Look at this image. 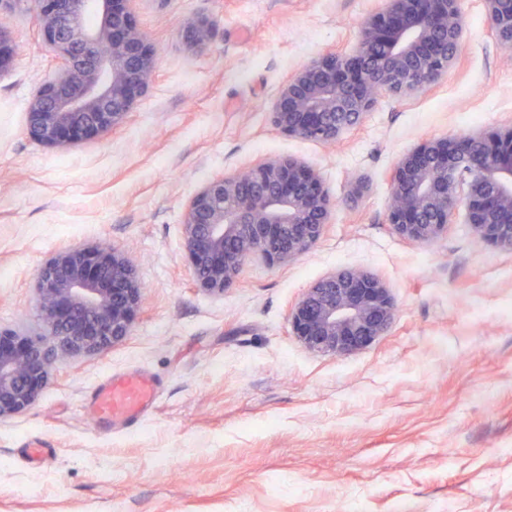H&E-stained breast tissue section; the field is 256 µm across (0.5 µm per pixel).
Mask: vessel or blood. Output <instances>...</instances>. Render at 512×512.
I'll list each match as a JSON object with an SVG mask.
<instances>
[{
  "mask_svg": "<svg viewBox=\"0 0 512 512\" xmlns=\"http://www.w3.org/2000/svg\"><path fill=\"white\" fill-rule=\"evenodd\" d=\"M154 391V384L144 375H129L120 379L104 378L87 404L98 428H111L116 418L129 421L141 415Z\"/></svg>",
  "mask_w": 512,
  "mask_h": 512,
  "instance_id": "1",
  "label": "vessel or blood"
}]
</instances>
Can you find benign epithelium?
<instances>
[{
	"instance_id": "7a95c632",
	"label": "benign epithelium",
	"mask_w": 512,
	"mask_h": 512,
	"mask_svg": "<svg viewBox=\"0 0 512 512\" xmlns=\"http://www.w3.org/2000/svg\"><path fill=\"white\" fill-rule=\"evenodd\" d=\"M45 43L62 67L27 111L29 134L61 148L122 125L144 94L159 53L133 23L131 0H32ZM499 45L512 54V0H484ZM92 13L102 16L94 29ZM464 33L462 0H386L365 18L354 50L296 70L278 91L272 118L285 134L334 143L358 126L385 92L413 95L448 72ZM214 35L208 18L185 37L202 46ZM16 53L0 21V71ZM333 202L302 161L275 158L242 177L218 176L190 200L183 230L193 278L224 295L249 260H297L329 224ZM464 208L483 242L512 253V125L487 135L429 139L395 164L387 221L400 237L429 245ZM37 329L0 328V421L26 412L57 365L96 356L130 335L142 294L129 257L98 246L67 248L34 276ZM396 317L389 288L360 267L339 268L307 288L289 313L309 351L338 357L361 350Z\"/></svg>"
}]
</instances>
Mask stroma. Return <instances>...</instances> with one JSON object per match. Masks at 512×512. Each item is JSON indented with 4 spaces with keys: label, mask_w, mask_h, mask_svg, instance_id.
<instances>
[{
    "label": "stroma",
    "mask_w": 512,
    "mask_h": 512,
    "mask_svg": "<svg viewBox=\"0 0 512 512\" xmlns=\"http://www.w3.org/2000/svg\"><path fill=\"white\" fill-rule=\"evenodd\" d=\"M385 0H132L159 63L126 122L65 148L28 134L59 66L30 0L0 10L17 52L0 73V327L36 320L37 269L66 248L119 249L142 304L123 342L60 364L36 403L0 421V512H512V254L457 214L421 246L386 222L398 159L428 139L512 125V54L483 0H463L458 56L421 94L380 95L333 145L272 122L280 86L346 54ZM209 17L212 41L187 23ZM278 156L335 202L299 259L246 262L223 296L197 287L183 214L211 178ZM346 266L384 280L385 336L314 354L289 311ZM142 371L156 398L105 432L85 408L106 376ZM47 448L40 465L26 451ZM214 35V24L208 18H197L188 23L185 37L189 43L202 46L210 42Z\"/></svg>",
    "instance_id": "35a3bbf8"
}]
</instances>
